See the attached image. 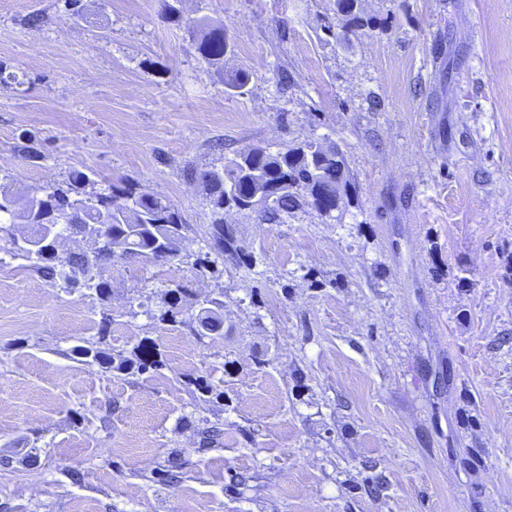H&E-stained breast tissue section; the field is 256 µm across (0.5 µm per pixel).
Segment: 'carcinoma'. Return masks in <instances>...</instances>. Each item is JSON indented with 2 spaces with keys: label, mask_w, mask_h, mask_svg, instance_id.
<instances>
[{
  "label": "carcinoma",
  "mask_w": 512,
  "mask_h": 512,
  "mask_svg": "<svg viewBox=\"0 0 512 512\" xmlns=\"http://www.w3.org/2000/svg\"><path fill=\"white\" fill-rule=\"evenodd\" d=\"M180 3L181 0H163V18L185 24L197 58L217 73H224V55L229 50L224 23L207 15L184 23ZM336 12L345 19L348 30L369 25L358 13L357 0H336ZM15 149L32 163L45 158L41 145L32 137H22ZM93 175L91 170L70 171L62 182L42 189V200L36 207L13 184L0 182V224H28L34 236L42 234L47 224L61 221L70 225L72 241L78 247L64 256L48 248L35 252L14 245L9 253L50 283L71 290H92L105 301L110 290L106 272L112 260L149 255L177 260L181 258L186 224L181 211L169 199L135 182L126 180L88 190L94 184ZM198 178L210 206V249L216 257L232 260L240 258L242 249L232 228L224 222V213L233 208L243 210V200L257 198L260 213L271 222L289 217L305 206L316 208L322 193L338 191L346 197L351 189L345 157L325 153L318 141H306L275 153L262 148L243 151L219 168L201 171ZM104 214L109 215L105 238L89 253L79 246L85 227L101 223ZM221 307L222 302L213 299L196 314L206 333L219 334L224 328ZM138 351L139 371L146 372L158 364L153 346L141 344ZM88 353L106 369H126L125 360H116L99 346H86L83 354Z\"/></svg>",
  "instance_id": "carcinoma-1"
}]
</instances>
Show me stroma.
<instances>
[{"mask_svg": "<svg viewBox=\"0 0 512 512\" xmlns=\"http://www.w3.org/2000/svg\"><path fill=\"white\" fill-rule=\"evenodd\" d=\"M84 4L0 0L25 82L0 86V179L137 181L181 210L186 259L114 260L103 302L0 239V512H512V0H361L349 45L336 0H183L223 21L242 95L161 0ZM313 139L355 184L334 218L230 211L245 259L199 268L197 172ZM204 297L223 335L191 326Z\"/></svg>", "mask_w": 512, "mask_h": 512, "instance_id": "stroma-1", "label": "stroma"}]
</instances>
